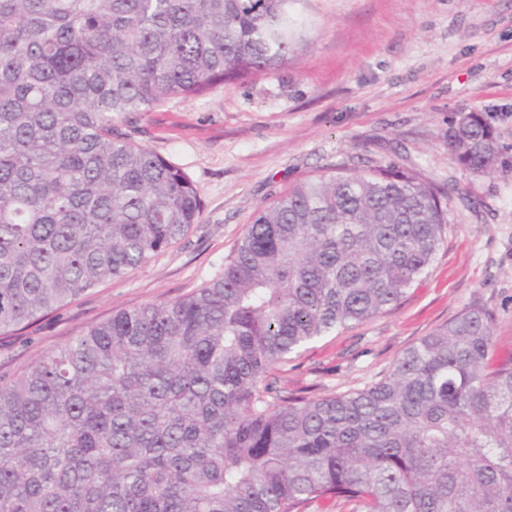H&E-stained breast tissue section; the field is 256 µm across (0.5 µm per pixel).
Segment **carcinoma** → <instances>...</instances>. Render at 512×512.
<instances>
[{
  "label": "carcinoma",
  "instance_id": "1",
  "mask_svg": "<svg viewBox=\"0 0 512 512\" xmlns=\"http://www.w3.org/2000/svg\"><path fill=\"white\" fill-rule=\"evenodd\" d=\"M298 0H0V335L146 264L198 222L187 175L119 125L288 64ZM458 164H505L476 112ZM453 183L367 159L261 207L194 293L116 312L0 382V512H512V357L462 310L379 380L280 386L290 356L396 306Z\"/></svg>",
  "mask_w": 512,
  "mask_h": 512
}]
</instances>
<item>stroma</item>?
<instances>
[{
  "label": "stroma",
  "instance_id": "obj_1",
  "mask_svg": "<svg viewBox=\"0 0 512 512\" xmlns=\"http://www.w3.org/2000/svg\"><path fill=\"white\" fill-rule=\"evenodd\" d=\"M297 10L307 47L287 66L123 125L193 181L201 218L146 265L0 335V377L113 313L202 287L273 195L368 152L454 178L475 208L453 204L445 245L397 306L309 344L283 367V387L313 396L363 387L472 306L495 312L497 349L512 353V169L472 174L447 138L459 113L478 112L512 157V0H300Z\"/></svg>",
  "mask_w": 512,
  "mask_h": 512
}]
</instances>
